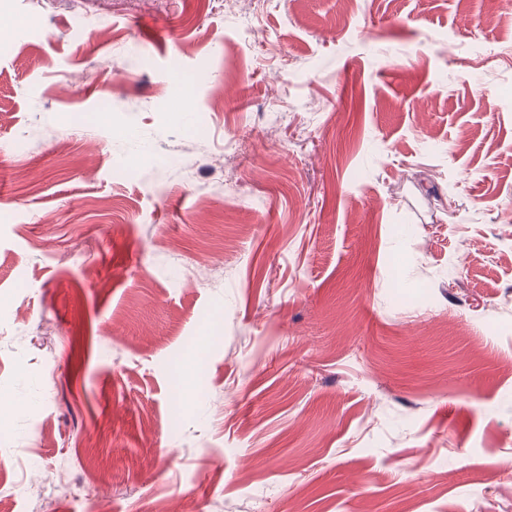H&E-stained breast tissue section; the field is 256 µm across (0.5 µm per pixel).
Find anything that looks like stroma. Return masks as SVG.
Listing matches in <instances>:
<instances>
[{"label": "stroma", "instance_id": "stroma-1", "mask_svg": "<svg viewBox=\"0 0 512 512\" xmlns=\"http://www.w3.org/2000/svg\"><path fill=\"white\" fill-rule=\"evenodd\" d=\"M248 8L0 0V512H512V0Z\"/></svg>", "mask_w": 512, "mask_h": 512}]
</instances>
